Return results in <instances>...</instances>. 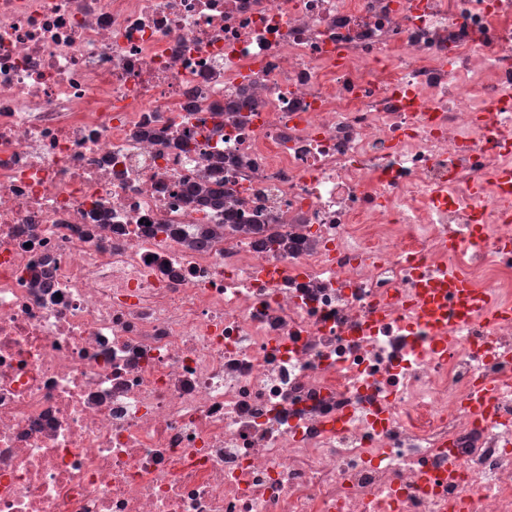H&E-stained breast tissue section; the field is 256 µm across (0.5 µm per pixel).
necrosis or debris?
Listing matches in <instances>:
<instances>
[{
  "label": "necrosis or debris",
  "mask_w": 512,
  "mask_h": 512,
  "mask_svg": "<svg viewBox=\"0 0 512 512\" xmlns=\"http://www.w3.org/2000/svg\"><path fill=\"white\" fill-rule=\"evenodd\" d=\"M510 305L512 0H0V512H512Z\"/></svg>",
  "instance_id": "1"
}]
</instances>
